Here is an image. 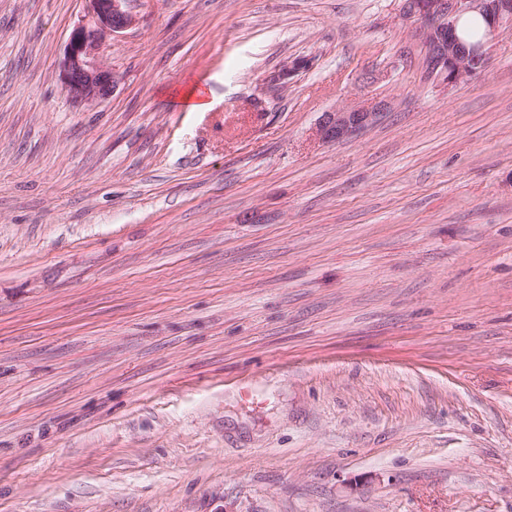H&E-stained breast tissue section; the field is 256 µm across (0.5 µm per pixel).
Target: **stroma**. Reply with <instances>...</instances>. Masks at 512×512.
Wrapping results in <instances>:
<instances>
[{
    "mask_svg": "<svg viewBox=\"0 0 512 512\" xmlns=\"http://www.w3.org/2000/svg\"><path fill=\"white\" fill-rule=\"evenodd\" d=\"M133 6L80 109L0 0V512H512V25L446 90L404 0ZM382 110L381 105L374 104L372 106H348L326 112L317 129L319 139L324 143L332 144L353 138L376 123Z\"/></svg>",
    "mask_w": 512,
    "mask_h": 512,
    "instance_id": "stroma-1",
    "label": "stroma"
}]
</instances>
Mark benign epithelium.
<instances>
[{"mask_svg":"<svg viewBox=\"0 0 512 512\" xmlns=\"http://www.w3.org/2000/svg\"><path fill=\"white\" fill-rule=\"evenodd\" d=\"M85 21L70 33L64 49L60 76L64 92L77 107H91L107 99L123 76L106 63L107 42L136 27L139 18L131 0H83ZM405 13L419 21L416 35L426 42V74L439 86L455 88L482 70L486 63V43H467L457 35L459 21L478 13L488 22L487 35L500 26L512 24V0H406ZM300 62L285 61L272 72L269 82L284 84ZM379 104L348 106L323 114L317 134L332 144L350 139L373 125L381 115Z\"/></svg>","mask_w":512,"mask_h":512,"instance_id":"benign-epithelium-1","label":"benign epithelium"}]
</instances>
